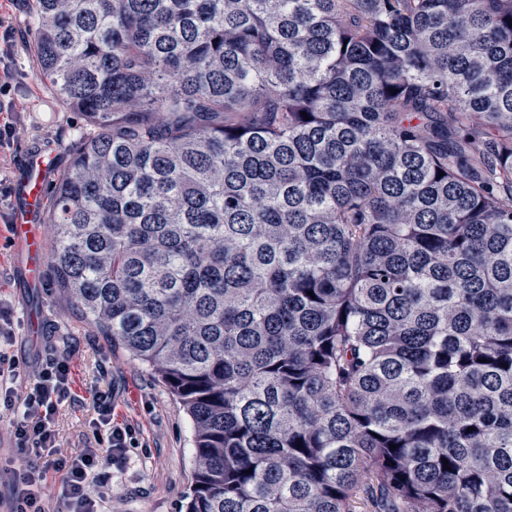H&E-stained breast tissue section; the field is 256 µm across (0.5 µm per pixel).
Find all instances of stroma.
I'll list each match as a JSON object with an SVG mask.
<instances>
[{
  "label": "stroma",
  "instance_id": "obj_1",
  "mask_svg": "<svg viewBox=\"0 0 512 512\" xmlns=\"http://www.w3.org/2000/svg\"><path fill=\"white\" fill-rule=\"evenodd\" d=\"M29 15L27 0L0 7V21L21 34L10 91L18 145L0 148V180L13 188L22 178L23 157L34 149L55 153L57 171H66L70 146L83 125L32 66ZM14 211V200L0 203V302L12 307L16 331V341L7 352L24 362L43 363L62 356L70 362L74 396L56 416L58 455L74 457L95 444L88 399L95 391H111L114 420L130 425L134 446L122 462L107 469L99 485L106 512H184L194 477L189 417L150 366L90 328L81 311L59 291L48 252L53 245L48 226L39 228L47 249L41 282L31 288L21 280L22 255L11 227ZM34 457V451L16 447L11 418L0 413V512H5L3 503L12 493L13 467Z\"/></svg>",
  "mask_w": 512,
  "mask_h": 512
}]
</instances>
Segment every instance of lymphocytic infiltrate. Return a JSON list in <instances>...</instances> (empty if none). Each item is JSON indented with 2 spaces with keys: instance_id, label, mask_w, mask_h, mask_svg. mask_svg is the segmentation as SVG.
I'll list each match as a JSON object with an SVG mask.
<instances>
[{
  "instance_id": "lymphocytic-infiltrate-1",
  "label": "lymphocytic infiltrate",
  "mask_w": 512,
  "mask_h": 512,
  "mask_svg": "<svg viewBox=\"0 0 512 512\" xmlns=\"http://www.w3.org/2000/svg\"><path fill=\"white\" fill-rule=\"evenodd\" d=\"M72 384L68 360H53L45 368L32 370L0 352V408L15 418L13 436L18 447L36 451L35 461L18 469L10 512H99L91 476L124 459L132 430L113 422L111 392H95L92 424L106 435L105 452L89 447L73 458L58 457L54 420L59 405L71 398ZM51 471L64 474V489L57 497L47 491Z\"/></svg>"
}]
</instances>
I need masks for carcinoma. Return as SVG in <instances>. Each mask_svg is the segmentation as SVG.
<instances>
[{
  "mask_svg": "<svg viewBox=\"0 0 512 512\" xmlns=\"http://www.w3.org/2000/svg\"><path fill=\"white\" fill-rule=\"evenodd\" d=\"M30 38L86 124L57 282L190 415L186 512H512V0H31Z\"/></svg>",
  "mask_w": 512,
  "mask_h": 512,
  "instance_id": "carcinoma-1",
  "label": "carcinoma"
}]
</instances>
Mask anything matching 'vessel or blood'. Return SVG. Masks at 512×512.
I'll use <instances>...</instances> for the list:
<instances>
[{
    "label": "vessel or blood",
    "mask_w": 512,
    "mask_h": 512,
    "mask_svg": "<svg viewBox=\"0 0 512 512\" xmlns=\"http://www.w3.org/2000/svg\"><path fill=\"white\" fill-rule=\"evenodd\" d=\"M55 173L52 157L41 153L29 154L24 160V172L16 192L14 242L24 256L22 276L29 285H36L40 272L34 256L42 248L36 227L44 213V190Z\"/></svg>",
    "instance_id": "1"
}]
</instances>
